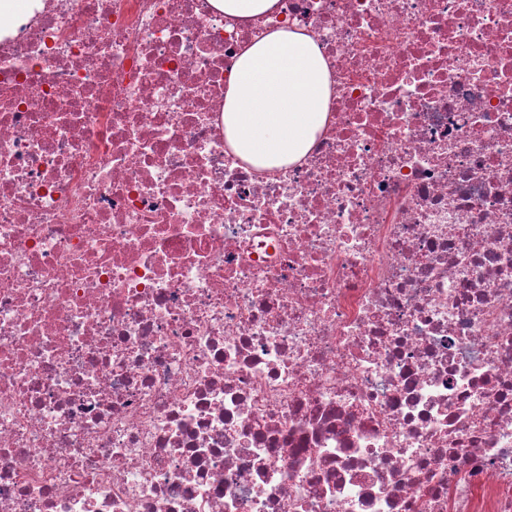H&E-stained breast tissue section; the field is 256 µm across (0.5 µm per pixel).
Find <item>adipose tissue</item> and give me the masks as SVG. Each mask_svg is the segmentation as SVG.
Returning <instances> with one entry per match:
<instances>
[{
    "mask_svg": "<svg viewBox=\"0 0 512 512\" xmlns=\"http://www.w3.org/2000/svg\"><path fill=\"white\" fill-rule=\"evenodd\" d=\"M329 67L307 34L281 29L245 48L224 95L233 152L261 169L286 166L311 148L327 120Z\"/></svg>",
    "mask_w": 512,
    "mask_h": 512,
    "instance_id": "adipose-tissue-1",
    "label": "adipose tissue"
}]
</instances>
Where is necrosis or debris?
Instances as JSON below:
<instances>
[{
    "mask_svg": "<svg viewBox=\"0 0 512 512\" xmlns=\"http://www.w3.org/2000/svg\"><path fill=\"white\" fill-rule=\"evenodd\" d=\"M329 65L307 156L240 53ZM0 512H512V0H44L0 39ZM279 0H209V3L224 15L251 18L272 11ZM329 67L316 42L281 29L245 48L224 95V132L261 169L300 160L327 120Z\"/></svg>",
    "mask_w": 512,
    "mask_h": 512,
    "instance_id": "obj_1",
    "label": "necrosis or debris"
}]
</instances>
